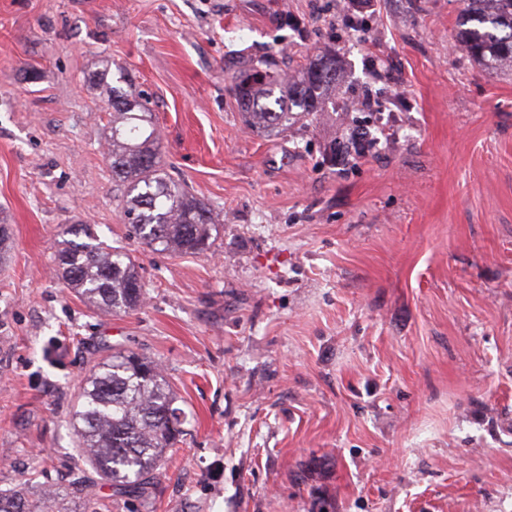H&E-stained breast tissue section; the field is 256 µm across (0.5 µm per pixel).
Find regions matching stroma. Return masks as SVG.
Masks as SVG:
<instances>
[{"mask_svg": "<svg viewBox=\"0 0 512 512\" xmlns=\"http://www.w3.org/2000/svg\"><path fill=\"white\" fill-rule=\"evenodd\" d=\"M462 8L0 0V489L68 486L81 384L129 349L184 435L151 497L93 478L99 512H512V75L458 48ZM321 53L335 110L248 127L230 74ZM98 74L149 95L168 174L229 215L210 250L132 235ZM358 126L377 144L337 158ZM69 224L131 255L140 309L67 288Z\"/></svg>", "mask_w": 512, "mask_h": 512, "instance_id": "stroma-1", "label": "stroma"}]
</instances>
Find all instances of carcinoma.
I'll return each instance as SVG.
<instances>
[{"label": "carcinoma", "mask_w": 512, "mask_h": 512, "mask_svg": "<svg viewBox=\"0 0 512 512\" xmlns=\"http://www.w3.org/2000/svg\"><path fill=\"white\" fill-rule=\"evenodd\" d=\"M457 41L487 70H512V0H463ZM341 81L333 57L308 62L291 76L277 64L239 69L233 94L252 125L284 133L321 112ZM108 158L123 187L124 215L132 233L158 252L194 254L210 249L218 221L214 210L172 179L161 159L160 137L143 94L104 85ZM61 242L59 267L67 287L106 313L143 304L145 289L133 259L97 241L87 224L71 226ZM175 397L160 367L134 352L116 351L85 378L73 414L83 462L118 495L151 494L156 473L183 435ZM0 512H97L78 472L68 489L31 499L0 490Z\"/></svg>", "instance_id": "cac0c4a2"}]
</instances>
